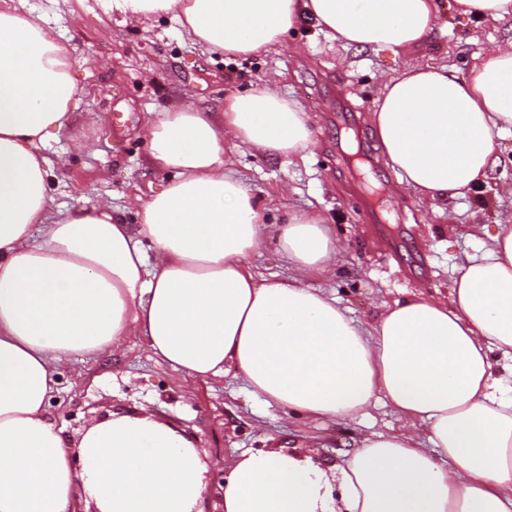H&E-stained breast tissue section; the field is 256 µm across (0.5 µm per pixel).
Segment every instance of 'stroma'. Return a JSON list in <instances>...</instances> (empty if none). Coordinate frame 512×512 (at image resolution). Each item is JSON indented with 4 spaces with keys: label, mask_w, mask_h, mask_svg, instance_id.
Returning a JSON list of instances; mask_svg holds the SVG:
<instances>
[{
    "label": "stroma",
    "mask_w": 512,
    "mask_h": 512,
    "mask_svg": "<svg viewBox=\"0 0 512 512\" xmlns=\"http://www.w3.org/2000/svg\"><path fill=\"white\" fill-rule=\"evenodd\" d=\"M4 6L43 16L84 61L76 72L75 122L46 151L57 162L51 181L60 208H90L106 200L115 215L135 223L133 201H148L169 179L146 162L148 144L140 135L146 114L178 99L218 112L225 97L251 92L273 78L283 95L316 115L314 143L291 163L232 149L230 168L269 201V223H283L297 208L327 216L345 249L334 275L311 279L309 285L335 297L364 329L372 328L382 303L417 294L447 295L454 264L478 247L470 225H494L512 214V196L499 191L512 184L511 161L496 169L483 192L452 201L456 214L451 219L429 202L388 194L395 176L383 162L369 116L382 76L403 70L405 57L346 48L301 23L289 31L284 46L234 60L194 44L172 15L132 26L105 0H0ZM511 39L512 23L470 21L455 14L453 0H439L428 45L417 61L463 72L485 47ZM340 101L354 108L350 125L373 154L376 195L392 223H370L359 205V180L338 154ZM117 113L125 126L116 137L112 119ZM144 405L191 436L207 461L313 441L321 445V460L335 465L363 433H390L400 426L388 406L347 422L288 419L279 406L250 396L234 374L184 379L157 361L135 333L125 338L120 352L80 358L64 369L48 412L73 440L91 420L131 414Z\"/></svg>",
    "instance_id": "obj_1"
}]
</instances>
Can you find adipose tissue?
Listing matches in <instances>:
<instances>
[{
  "label": "adipose tissue",
  "instance_id": "1",
  "mask_svg": "<svg viewBox=\"0 0 512 512\" xmlns=\"http://www.w3.org/2000/svg\"><path fill=\"white\" fill-rule=\"evenodd\" d=\"M124 22L177 14L208 50L248 57L302 21L343 46L411 55L437 0H109ZM77 59L48 22L0 10V512H203L210 465L151 407L90 423L76 443L47 415L56 371L140 333L192 380L234 372L254 396L308 418L352 420L384 402L397 432L363 435L338 465L300 452L233 458L224 512H512V224L480 243L448 296L385 305L372 331L307 287L343 246L324 216L264 221L225 143L284 160L312 117L269 79L219 112L184 101L151 114V166L172 172L133 224L110 204L58 220L45 150L75 108ZM512 40L462 73L407 66L385 78L371 126L393 192L449 204L489 184L512 132ZM288 280L256 275L266 242ZM154 263H147L146 248Z\"/></svg>",
  "mask_w": 512,
  "mask_h": 512
}]
</instances>
